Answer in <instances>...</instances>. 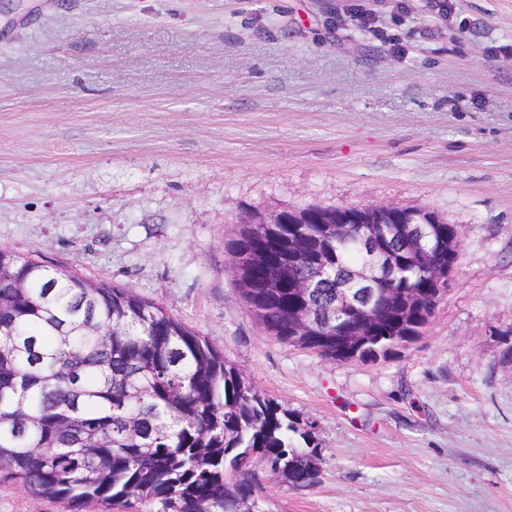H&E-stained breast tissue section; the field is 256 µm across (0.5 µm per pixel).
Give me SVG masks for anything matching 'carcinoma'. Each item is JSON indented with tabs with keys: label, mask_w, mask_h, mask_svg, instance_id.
Wrapping results in <instances>:
<instances>
[{
	"label": "carcinoma",
	"mask_w": 512,
	"mask_h": 512,
	"mask_svg": "<svg viewBox=\"0 0 512 512\" xmlns=\"http://www.w3.org/2000/svg\"><path fill=\"white\" fill-rule=\"evenodd\" d=\"M442 240L433 260L457 264L459 252L440 248L457 225L437 221ZM305 247L326 243L324 225H305ZM274 260L288 249V225L245 224L227 245L231 259L245 249ZM337 267L315 266L303 253L292 267L313 281V301L336 300V270L362 254L333 244ZM240 295L260 325L278 339L332 360L376 361L414 341L436 309L434 289L418 261L401 268L395 287L425 298L414 320L392 316L355 346L331 329L320 336L286 332L296 307L288 287L274 293L263 272ZM312 433L288 409L259 392L205 337L161 305L127 288L92 284L76 274L0 249V482L60 500L71 512L96 502L157 512H264L244 475L227 485L224 472L246 448L260 452L266 471L293 487L316 482L317 468L301 460L282 474L298 441Z\"/></svg>",
	"instance_id": "obj_1"
}]
</instances>
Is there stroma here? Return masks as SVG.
<instances>
[{"label":"stroma","instance_id":"1","mask_svg":"<svg viewBox=\"0 0 512 512\" xmlns=\"http://www.w3.org/2000/svg\"><path fill=\"white\" fill-rule=\"evenodd\" d=\"M458 225L421 336L341 362L264 330L248 216ZM131 289L317 443L264 512H512V0H0V248ZM0 512H69L0 484Z\"/></svg>","mask_w":512,"mask_h":512}]
</instances>
